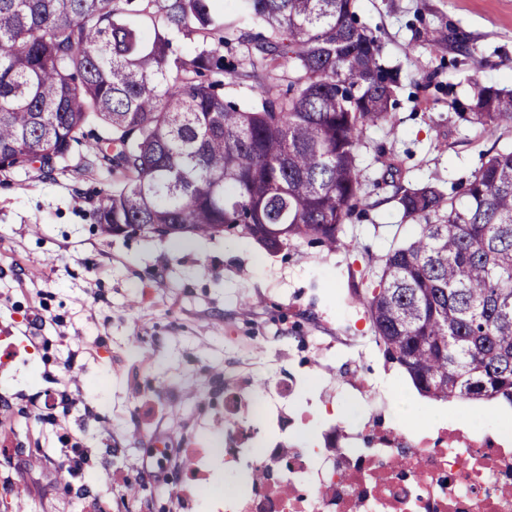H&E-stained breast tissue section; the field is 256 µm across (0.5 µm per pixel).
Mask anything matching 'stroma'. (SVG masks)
Instances as JSON below:
<instances>
[{"mask_svg":"<svg viewBox=\"0 0 512 512\" xmlns=\"http://www.w3.org/2000/svg\"><path fill=\"white\" fill-rule=\"evenodd\" d=\"M357 19L398 84L392 122L363 134V192L341 247L301 241L270 255L247 238L104 234L93 212L112 175L87 165L88 145L49 175L0 169V328L40 335L0 361V400L11 404L0 441L12 449L0 455V512H89L60 488L55 451L71 440L91 456L75 485L117 507L120 492L100 460L137 470L168 433V421L145 426L140 398L168 403L181 447H205L224 413L201 397L223 392L228 367L247 387L287 377L292 413L342 403L345 383L363 377L379 417L441 416L443 404L419 395L376 344L359 297L386 253L417 232L392 200L396 187L467 182L512 147V125L464 118L473 80L512 89V0H358ZM433 29L449 42L430 47ZM458 33L465 47L452 42ZM70 378L82 403L34 418L33 401Z\"/></svg>","mask_w":512,"mask_h":512,"instance_id":"35a3bbf8","label":"stroma"}]
</instances>
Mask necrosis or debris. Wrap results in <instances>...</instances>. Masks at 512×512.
I'll use <instances>...</instances> for the list:
<instances>
[{
	"label": "necrosis or debris",
	"mask_w": 512,
	"mask_h": 512,
	"mask_svg": "<svg viewBox=\"0 0 512 512\" xmlns=\"http://www.w3.org/2000/svg\"><path fill=\"white\" fill-rule=\"evenodd\" d=\"M270 435L253 445L245 423ZM253 492L222 491L224 512H512V419L479 429L460 417L413 428L327 422L307 448L271 424L265 392L224 391V447Z\"/></svg>",
	"instance_id": "4bbe7bcc"
}]
</instances>
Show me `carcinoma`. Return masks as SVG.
Segmentation results:
<instances>
[{
    "instance_id": "obj_1",
    "label": "carcinoma",
    "mask_w": 512,
    "mask_h": 512,
    "mask_svg": "<svg viewBox=\"0 0 512 512\" xmlns=\"http://www.w3.org/2000/svg\"><path fill=\"white\" fill-rule=\"evenodd\" d=\"M215 2L0 0V168L52 172L92 139L118 179L94 213L108 234L334 249L363 133L392 120L379 40L357 0H235L255 34ZM176 32L202 38L194 56ZM241 67L260 86L246 109L220 79ZM474 86L468 121L511 126L512 91ZM393 200L419 231L363 299L377 345L424 397L512 406V149L460 200L433 183Z\"/></svg>"
}]
</instances>
